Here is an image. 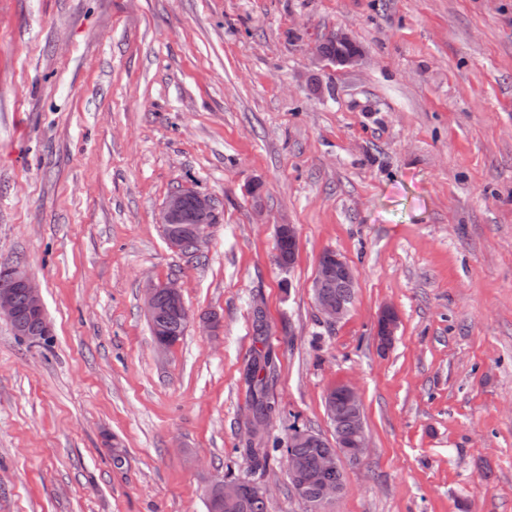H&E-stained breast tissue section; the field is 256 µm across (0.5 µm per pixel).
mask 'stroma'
<instances>
[{
    "mask_svg": "<svg viewBox=\"0 0 512 512\" xmlns=\"http://www.w3.org/2000/svg\"><path fill=\"white\" fill-rule=\"evenodd\" d=\"M340 30L358 61L316 60ZM179 186L217 208L197 258L156 222ZM327 249L358 272L333 324L311 290ZM17 263L52 336L0 317V512H207L229 471L268 512H308L279 458L240 454L265 351L272 436L332 439L328 391L361 399L368 453L327 512H512V0H0ZM171 280L194 321L161 354L144 292ZM277 251L281 253L283 256H288L287 258L280 257L279 262L282 267L288 269L293 265L296 255V247H297V231L295 225L292 224H280L277 225ZM282 239H288V241H278ZM288 242L293 243L295 247L291 252L292 245L288 244ZM399 322V314L396 308L386 305L381 309L375 328L376 340L381 349H388L392 345ZM269 354L258 355L247 365L249 377L246 379L249 391L250 411L258 415L271 416L277 411L276 403L270 396V386L276 362L267 357ZM266 359L264 363L262 360Z\"/></svg>",
    "mask_w": 512,
    "mask_h": 512,
    "instance_id": "35a3bbf8",
    "label": "stroma"
}]
</instances>
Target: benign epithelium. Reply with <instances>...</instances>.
Wrapping results in <instances>:
<instances>
[{"label": "benign epithelium", "instance_id": "1", "mask_svg": "<svg viewBox=\"0 0 512 512\" xmlns=\"http://www.w3.org/2000/svg\"><path fill=\"white\" fill-rule=\"evenodd\" d=\"M193 195L192 208L186 206V188L171 191L162 204L158 223L169 229L166 238L170 249L184 253L191 247L201 248L209 230L217 223L214 200L201 192L191 190ZM343 283L349 287L356 285L355 268L339 253L329 250L321 254L312 284V295L315 307L329 323L346 315L349 307L335 301L327 292V286ZM21 288L25 294L27 313L40 321L39 335L33 336L27 330L26 323L19 317V306L16 300V289ZM179 311L190 318L181 289L174 281L161 282L146 288L144 308L149 324H154L161 313V304ZM44 305L41 288L27 267L16 264L0 269V317L15 325V332L27 336L33 341L42 336L51 335V327L43 318ZM399 314L396 308L386 305L378 316L375 336L379 347L389 348L399 327ZM343 407H338L334 400L327 404V414L339 431L334 433L332 447L336 452L323 456L319 461V469L331 471L340 467L342 459L353 461L363 457L368 448V440L364 425L361 401L358 393L349 386L341 387ZM319 438V435L298 426L292 429L288 437V478L297 490H302L306 475V464L303 457L293 453L295 448H305ZM252 493L268 495V489L254 482L244 480H219L211 483L207 491L220 504L233 505L242 501L245 490ZM342 494V489L334 484H322L318 488L316 504L327 506Z\"/></svg>", "mask_w": 512, "mask_h": 512}]
</instances>
